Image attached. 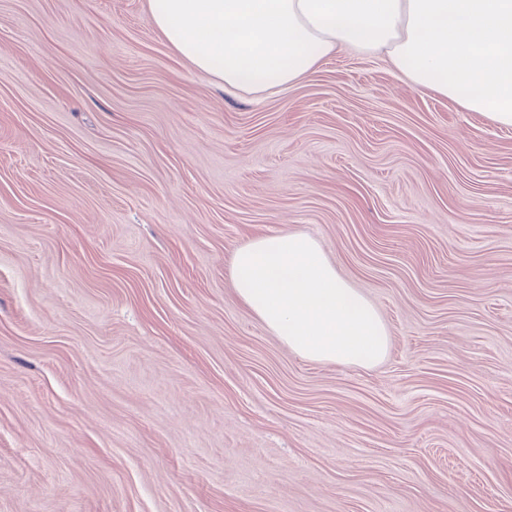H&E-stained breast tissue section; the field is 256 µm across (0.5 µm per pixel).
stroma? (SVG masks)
<instances>
[{
  "label": "stroma",
  "instance_id": "obj_1",
  "mask_svg": "<svg viewBox=\"0 0 512 512\" xmlns=\"http://www.w3.org/2000/svg\"><path fill=\"white\" fill-rule=\"evenodd\" d=\"M278 231L382 361L242 305ZM0 512H512V127L348 49L240 98L147 0H0ZM227 275L241 303L307 360L370 367L387 353L389 335L377 310L309 235L253 238L234 250Z\"/></svg>",
  "mask_w": 512,
  "mask_h": 512
}]
</instances>
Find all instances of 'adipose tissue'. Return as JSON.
I'll use <instances>...</instances> for the list:
<instances>
[{
	"label": "adipose tissue",
	"instance_id": "1",
	"mask_svg": "<svg viewBox=\"0 0 512 512\" xmlns=\"http://www.w3.org/2000/svg\"><path fill=\"white\" fill-rule=\"evenodd\" d=\"M176 56L261 100L341 49L383 56L414 87L512 127V0H148ZM227 275L241 303L299 356L369 367L388 350L375 307L297 232L237 247Z\"/></svg>",
	"mask_w": 512,
	"mask_h": 512
}]
</instances>
